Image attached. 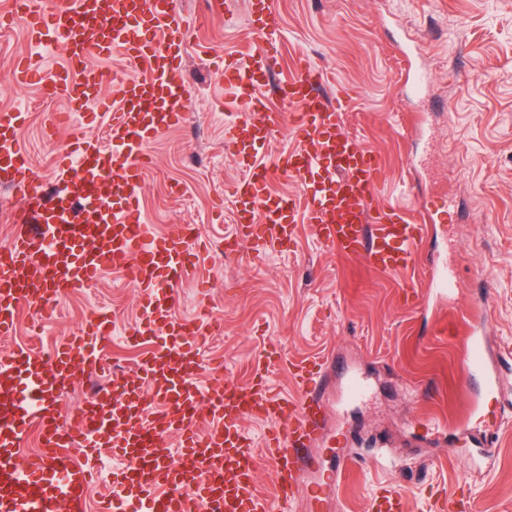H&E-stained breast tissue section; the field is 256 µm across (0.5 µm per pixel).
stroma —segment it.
Here are the masks:
<instances>
[{
	"instance_id": "obj_1",
	"label": "stroma",
	"mask_w": 512,
	"mask_h": 512,
	"mask_svg": "<svg viewBox=\"0 0 512 512\" xmlns=\"http://www.w3.org/2000/svg\"><path fill=\"white\" fill-rule=\"evenodd\" d=\"M272 2L281 44L274 81L308 54L333 79L328 95L353 90L341 121L379 157L383 201L397 199L405 185L419 209L441 193L453 199L456 223L431 225L429 242L453 264L458 288L449 301L412 307L406 297L424 290L427 274L411 279L341 259L304 226L286 252L255 259L244 244L241 258H225L224 239L236 228L228 190L240 172L225 134V118L238 107L225 101L224 67L255 37L248 0H230L217 15L208 0H178L189 27L180 68L189 117L152 143L140 203L157 235L203 225L200 262L208 278L184 283L172 314L190 319L208 306L215 328L201 351L232 380L247 381L255 358L275 350L283 363L271 387L290 395L291 362L340 360L326 380L325 434L312 453L326 469L353 453L362 468L342 491L303 492L285 512H372V496L391 487L401 491L407 512H427L429 499L445 492L456 494L465 512H512V422L501 420L512 413V400L487 403L484 421L498 424V441L473 442L465 429L469 384L459 367L467 346L462 315L485 295L489 339L512 378V0ZM414 44L429 75L421 97L405 87L412 62L402 49ZM32 55L53 71L66 51L60 40L35 44L24 19L15 18L0 30V110L30 112L18 143L48 174L69 131L61 126L49 137L45 126L65 111L68 92L58 88L48 99L38 87L15 84L16 65ZM414 113L425 114L430 137L399 127V117ZM416 154L422 163L410 166ZM100 308L111 309L119 331L135 326L139 301L126 273L107 270L43 314H22L12 344L50 350ZM148 350L113 337L107 370L95 379L132 376ZM347 368L370 382L368 400H338ZM95 379L77 373L63 410H76Z\"/></svg>"
}]
</instances>
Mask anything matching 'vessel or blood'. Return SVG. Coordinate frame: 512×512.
Listing matches in <instances>:
<instances>
[{
    "label": "vessel or blood",
    "mask_w": 512,
    "mask_h": 512,
    "mask_svg": "<svg viewBox=\"0 0 512 512\" xmlns=\"http://www.w3.org/2000/svg\"><path fill=\"white\" fill-rule=\"evenodd\" d=\"M250 23L265 46L226 65L234 101L229 133L237 150L240 179L231 196L237 216L233 254L249 241L254 257L287 249L299 224L344 259H365L373 268L400 272L423 264L429 224H444L446 207L430 211L429 224L413 223L397 204L375 206L380 160L344 133L336 119L348 93L327 100L326 74L301 58L279 91L296 109L272 110L261 93L280 52L272 36L279 26L271 0H250ZM24 17L33 41L51 44L64 33L66 64L45 72L18 64L15 81L40 85L51 93L70 86L68 109L95 112L103 103L101 76L89 56L121 50L142 77L113 79L118 106L112 107L111 149L76 134L57 164L54 197L17 143L29 115L18 109L0 113V185L16 190L21 203L12 212L18 224L0 249V337L13 335L22 311L41 313L48 302L95 282L106 268L129 271L139 292L140 317L129 336L151 344L135 377L113 389L92 393L75 417L63 414L59 393L75 371H101L103 352L112 342V313L100 309L78 332L45 353L16 347L0 355V512H85L92 470L71 454L83 445L92 456L114 454L125 466L113 475L112 495L100 512H280L306 482L315 461L311 448L323 436L326 408L321 395L323 362L293 365L297 396L274 392L270 374L276 362L259 355L248 383L198 375L204 359L198 343L210 334L206 317L175 319L173 308L187 280L199 277L198 259L184 229L173 236L153 234L142 218L139 189L152 162L150 146L162 132L185 120L188 93L178 78L188 30L176 0H9L0 24ZM296 141L294 150L274 163L257 150L281 132ZM288 176L306 195L303 213L292 198H270L274 173ZM429 286L438 295L455 286L450 264H429ZM468 348L460 368L482 392L503 387L500 352L488 341L480 304L465 322ZM272 422L266 455H258L242 425L245 418ZM207 433H199L200 421ZM39 431L43 448L20 458L28 429ZM178 438L177 451L165 449ZM268 466L274 497L260 495L254 474Z\"/></svg>",
    "instance_id": "vessel-or-blood-1"
}]
</instances>
